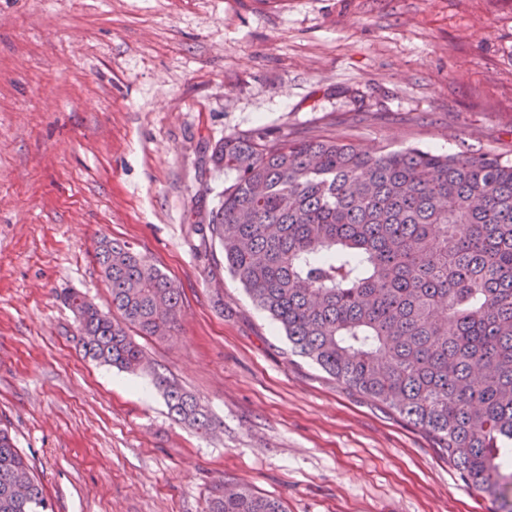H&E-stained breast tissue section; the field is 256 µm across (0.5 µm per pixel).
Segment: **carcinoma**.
Segmentation results:
<instances>
[{"instance_id": "cac0c4a2", "label": "carcinoma", "mask_w": 512, "mask_h": 512, "mask_svg": "<svg viewBox=\"0 0 512 512\" xmlns=\"http://www.w3.org/2000/svg\"><path fill=\"white\" fill-rule=\"evenodd\" d=\"M233 175L199 225L224 267L291 351L432 436L460 478L512 496V162L488 153L362 149L336 137L229 134L212 149ZM95 259L120 321L82 292L64 302L95 361L147 368L129 336L164 339L181 291L129 243ZM169 410L206 434L207 410L161 373ZM0 512H48L40 481L0 426ZM208 512H284L246 485L211 493Z\"/></svg>"}]
</instances>
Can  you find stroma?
Masks as SVG:
<instances>
[{
  "instance_id": "1",
  "label": "stroma",
  "mask_w": 512,
  "mask_h": 512,
  "mask_svg": "<svg viewBox=\"0 0 512 512\" xmlns=\"http://www.w3.org/2000/svg\"><path fill=\"white\" fill-rule=\"evenodd\" d=\"M258 127L512 159V0H0V422L48 512H206L219 482L285 512H505L291 354L197 232L212 147ZM104 236L179 286L175 333L138 342L212 435L84 357L59 293L109 309Z\"/></svg>"
}]
</instances>
